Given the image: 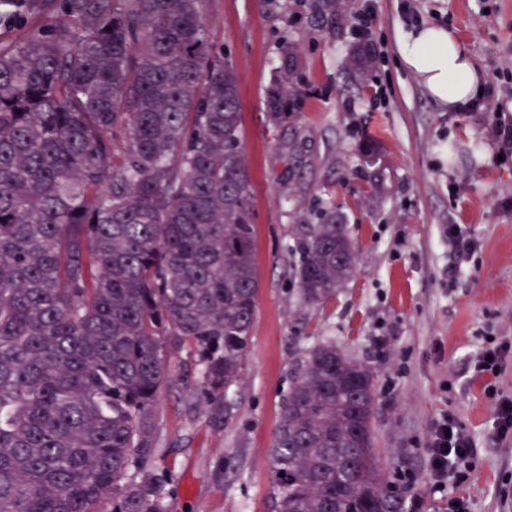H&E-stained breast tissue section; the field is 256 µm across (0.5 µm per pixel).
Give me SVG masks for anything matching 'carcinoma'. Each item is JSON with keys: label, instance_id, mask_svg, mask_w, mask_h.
Returning a JSON list of instances; mask_svg holds the SVG:
<instances>
[{"label": "carcinoma", "instance_id": "1", "mask_svg": "<svg viewBox=\"0 0 512 512\" xmlns=\"http://www.w3.org/2000/svg\"><path fill=\"white\" fill-rule=\"evenodd\" d=\"M317 31L345 0H291ZM206 0H0V512H163L162 339L211 403L242 375L258 281L238 73ZM293 40L266 92L303 111ZM295 231L305 302L354 275L346 227ZM374 374L306 350L269 449L271 512H404L376 465ZM284 476H279V473Z\"/></svg>", "mask_w": 512, "mask_h": 512}]
</instances>
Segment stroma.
Returning <instances> with one entry per match:
<instances>
[{"label":"stroma","instance_id":"1","mask_svg":"<svg viewBox=\"0 0 512 512\" xmlns=\"http://www.w3.org/2000/svg\"><path fill=\"white\" fill-rule=\"evenodd\" d=\"M289 0H208L212 35L239 76L241 146L252 186L256 274L253 340L226 408L196 388L188 344L167 339L169 376L155 406L154 463L172 477L164 512H270L269 448L308 348L331 339L375 372L374 436L406 512H512V155L494 133L512 111V0H347L335 34L316 33ZM427 22L452 28L483 74L464 112L434 102L397 60L396 38ZM293 39L307 106L269 125L266 88ZM370 44L365 76L348 65ZM336 213L357 252L354 277L317 305L302 301L292 252L297 225ZM456 224L470 258L448 248ZM501 348L483 370L486 343ZM452 417L475 461L434 488L432 431Z\"/></svg>","mask_w":512,"mask_h":512}]
</instances>
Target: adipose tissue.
<instances>
[{"label":"adipose tissue","mask_w":512,"mask_h":512,"mask_svg":"<svg viewBox=\"0 0 512 512\" xmlns=\"http://www.w3.org/2000/svg\"><path fill=\"white\" fill-rule=\"evenodd\" d=\"M397 52L435 102L454 112L471 107L483 76L448 29L434 24L415 28L400 39Z\"/></svg>","instance_id":"1"}]
</instances>
